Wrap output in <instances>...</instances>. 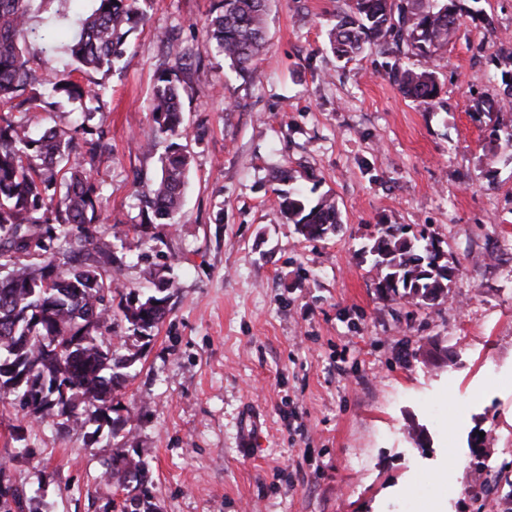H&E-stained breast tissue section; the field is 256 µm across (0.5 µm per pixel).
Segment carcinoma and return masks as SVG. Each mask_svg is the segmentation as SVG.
<instances>
[{
    "label": "carcinoma",
    "mask_w": 512,
    "mask_h": 512,
    "mask_svg": "<svg viewBox=\"0 0 512 512\" xmlns=\"http://www.w3.org/2000/svg\"><path fill=\"white\" fill-rule=\"evenodd\" d=\"M48 0H0V393L31 423L52 421L62 434L94 421L116 436L132 419L121 403L127 370L141 351L121 352L105 336L126 322L133 336L150 338L174 297L170 267L144 269L146 288L122 285L114 272L123 265L108 223L103 180L96 163L108 152L103 132L89 122L102 111L105 86L83 83L72 72L109 74L122 58L148 0H95L66 44L73 71L50 84L39 82L23 52L33 29L32 4ZM269 0H217L197 46L171 44L175 64L157 75L152 95L154 136L169 140L161 173L140 181L143 207L132 225L138 241L162 240L159 227L176 223L192 156L177 142L182 136L181 99L186 60L202 54L228 61L242 78L266 43ZM468 15L482 11L463 0H346L328 32L339 60L351 61L393 41L407 52L429 56L448 45ZM402 95L420 105L438 97L435 72L399 61L389 73ZM50 98L79 100L80 115L68 123L35 131L28 114ZM281 211L309 240L336 229L335 201L310 204L300 193L286 195ZM381 298L425 306L446 297L455 267L441 259L435 239L409 224H379L368 248ZM118 305H113V302ZM143 460H113L105 485L126 492L112 512H157L147 494ZM35 497L0 467V512H26Z\"/></svg>",
    "instance_id": "carcinoma-1"
}]
</instances>
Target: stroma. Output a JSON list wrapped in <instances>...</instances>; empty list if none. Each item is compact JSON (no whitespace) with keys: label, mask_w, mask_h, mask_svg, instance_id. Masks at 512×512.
<instances>
[{"label":"stroma","mask_w":512,"mask_h":512,"mask_svg":"<svg viewBox=\"0 0 512 512\" xmlns=\"http://www.w3.org/2000/svg\"><path fill=\"white\" fill-rule=\"evenodd\" d=\"M216 0H151L121 71L106 76L100 164L120 280L143 284L148 245L135 173L155 177L163 146L149 100L167 35L201 43ZM344 0H270L256 75L223 58L192 67L181 139L193 157L182 210L160 248L178 288L121 402L130 432L27 430L15 455L13 408H0V464L47 512H105L114 457L139 455L161 512H512V151L495 146L477 102L503 98L512 66L500 41L512 0H479L434 57L439 105L389 80L391 47L343 63L326 33ZM310 201L332 195L341 224L305 240L279 210L280 170ZM380 224L439 239L456 268L427 306L379 299L364 246ZM417 426L420 439L407 434ZM257 427L243 452L240 436ZM484 434L485 446L470 448ZM500 470L477 494L475 465Z\"/></svg>","instance_id":"1"}]
</instances>
